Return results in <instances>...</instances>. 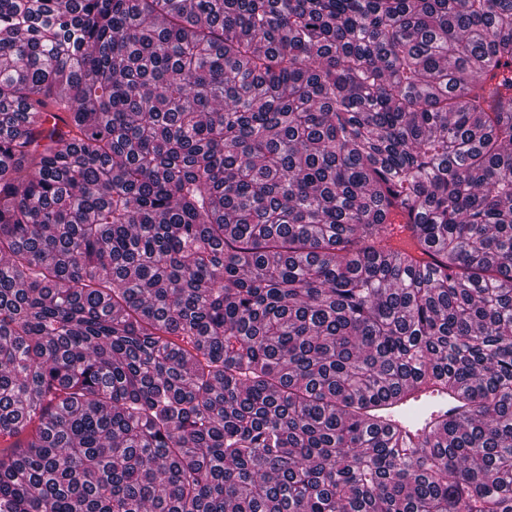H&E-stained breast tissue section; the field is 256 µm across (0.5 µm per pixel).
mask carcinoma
<instances>
[{
	"label": "carcinoma",
	"mask_w": 512,
	"mask_h": 512,
	"mask_svg": "<svg viewBox=\"0 0 512 512\" xmlns=\"http://www.w3.org/2000/svg\"><path fill=\"white\" fill-rule=\"evenodd\" d=\"M508 66L512 0H0V512H512ZM433 389L430 386H422L398 403L379 404L375 408L382 414L379 419L393 428L409 432L412 439L417 441L426 418L454 406L453 402L448 400L447 394L438 393Z\"/></svg>",
	"instance_id": "1"
}]
</instances>
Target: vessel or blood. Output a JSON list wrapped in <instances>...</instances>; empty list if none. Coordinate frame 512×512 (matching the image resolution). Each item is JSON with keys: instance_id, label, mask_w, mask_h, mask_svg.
Segmentation results:
<instances>
[{"instance_id": "obj_1", "label": "vessel or blood", "mask_w": 512, "mask_h": 512, "mask_svg": "<svg viewBox=\"0 0 512 512\" xmlns=\"http://www.w3.org/2000/svg\"><path fill=\"white\" fill-rule=\"evenodd\" d=\"M452 403L447 394L423 386L408 394L398 403L384 402L379 404L381 419L394 428L419 437L426 418L437 415L451 408Z\"/></svg>"}]
</instances>
